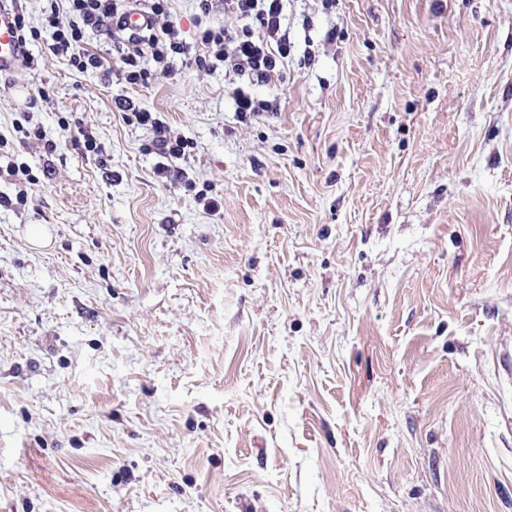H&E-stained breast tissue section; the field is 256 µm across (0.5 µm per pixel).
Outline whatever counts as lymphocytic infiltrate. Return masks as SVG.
Segmentation results:
<instances>
[{
	"label": "lymphocytic infiltrate",
	"mask_w": 512,
	"mask_h": 512,
	"mask_svg": "<svg viewBox=\"0 0 512 512\" xmlns=\"http://www.w3.org/2000/svg\"><path fill=\"white\" fill-rule=\"evenodd\" d=\"M41 17L51 33L49 52L65 58L78 72L104 68L107 58L85 46V34H111L120 24L127 0H49ZM234 17L235 25L213 21L215 9ZM147 33L116 43L118 74L127 85L143 87L158 77L175 75L177 65L212 73L223 71L232 83L234 112L245 122L276 111V99L245 92L240 81L269 84L282 78L291 54L285 0H196V32L193 41L183 40L172 13V0H146ZM116 107L149 131L148 153L161 159L159 178L175 184L185 182L187 172L179 160L190 154L191 143L175 134L158 113L119 98Z\"/></svg>",
	"instance_id": "lymphocytic-infiltrate-1"
}]
</instances>
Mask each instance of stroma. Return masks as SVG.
I'll list each match as a JSON object with an SVG mask.
<instances>
[{"mask_svg":"<svg viewBox=\"0 0 512 512\" xmlns=\"http://www.w3.org/2000/svg\"><path fill=\"white\" fill-rule=\"evenodd\" d=\"M287 14L247 124L223 72L132 88L46 30L0 74L41 175L0 209V512H512V0ZM124 97L193 142L189 184ZM232 98L234 112L239 122H247L252 118H258L265 113L276 112L278 103L275 98H259L240 87L233 88ZM72 148L77 152L78 155L88 158V155H102L101 143L97 142V139L82 128H78V135L74 134L70 136Z\"/></svg>","mask_w":512,"mask_h":512,"instance_id":"stroma-1","label":"stroma"}]
</instances>
